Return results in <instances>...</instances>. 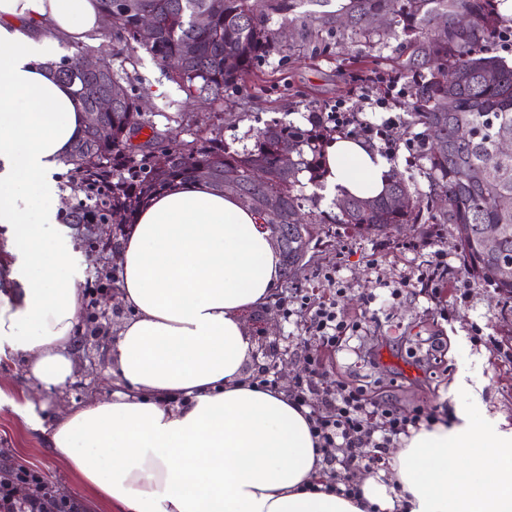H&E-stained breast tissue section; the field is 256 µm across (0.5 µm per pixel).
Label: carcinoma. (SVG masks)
<instances>
[{
    "label": "carcinoma",
    "instance_id": "obj_1",
    "mask_svg": "<svg viewBox=\"0 0 512 512\" xmlns=\"http://www.w3.org/2000/svg\"><path fill=\"white\" fill-rule=\"evenodd\" d=\"M296 2L100 0L104 17L111 18L109 31L125 46L145 49L162 65L172 56L182 58L172 78L189 97L221 99L224 88L245 81L272 53L288 57L281 29L270 25L274 15L284 27L300 21L301 42L314 53L328 50L329 37H360L374 62V53L390 39L402 38L393 63L403 78L415 80L407 115L423 128L418 152L427 164V191L393 174L383 195L343 191L333 199L336 211L326 213L317 207L324 190L322 146L334 128L322 113L309 114V129L266 123L255 129L252 145L240 149L224 143L219 131L170 145L141 111V93L119 75L114 59L86 70L79 52L56 63V75L74 87L84 111H94L104 97L112 105L102 115V128H85L67 160L71 185L84 198L62 213V223L90 229L120 211L130 226L151 197L197 181L199 172L208 171L212 184L232 174V196L273 225L287 281L310 266L326 224H346L360 236L386 235L405 224H452L469 272L511 301L512 275L504 270H512V153L499 152L498 143L512 141V66L492 53L499 32L489 3L498 0H347L336 13L309 21L293 15ZM147 14L157 26L143 36L139 23ZM145 128L152 132L149 140L134 144ZM284 152L292 155L288 166L281 163ZM255 169L265 173L260 183L251 178ZM489 226L499 233L493 249L484 238Z\"/></svg>",
    "mask_w": 512,
    "mask_h": 512
}]
</instances>
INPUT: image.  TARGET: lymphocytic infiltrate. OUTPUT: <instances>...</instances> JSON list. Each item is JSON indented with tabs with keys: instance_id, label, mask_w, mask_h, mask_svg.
Returning <instances> with one entry per match:
<instances>
[{
	"instance_id": "lymphocytic-infiltrate-1",
	"label": "lymphocytic infiltrate",
	"mask_w": 512,
	"mask_h": 512,
	"mask_svg": "<svg viewBox=\"0 0 512 512\" xmlns=\"http://www.w3.org/2000/svg\"><path fill=\"white\" fill-rule=\"evenodd\" d=\"M279 305L284 319L302 323L307 334L300 354L309 376L296 379L289 395L297 406L309 408L312 434L332 476L374 468L410 429L432 422V415L422 409L401 410L342 380L317 388L313 376L325 357L345 349L362 324L335 304L311 306L300 293L281 299ZM50 504L56 512H84L78 499L50 489L37 470L21 465L0 476V512H45Z\"/></svg>"
}]
</instances>
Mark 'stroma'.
<instances>
[{"label": "stroma", "mask_w": 512, "mask_h": 512, "mask_svg": "<svg viewBox=\"0 0 512 512\" xmlns=\"http://www.w3.org/2000/svg\"><path fill=\"white\" fill-rule=\"evenodd\" d=\"M365 51L364 41L353 38L334 43L329 52L318 56L303 49L286 60L271 55L259 65L263 89L248 84L225 91L223 99L216 101L205 96L187 98L172 81L170 69L142 49L124 62L123 75L140 87L142 107L157 130L168 133L176 144L190 142L197 134L219 126L225 142L239 149L249 144L254 129L267 121H288L305 129L308 113H328L338 107L376 124L396 118L390 140L379 139L375 145L384 152L393 172L426 190L424 165L407 164L410 146L420 138L421 130L399 122L403 99L379 105L377 86L361 91L351 79V63ZM455 234L450 224H410L386 236L330 230L317 246L305 276L294 284L278 283L265 307L245 314V325L257 344L246 372L254 375L262 365L274 363L283 390L295 378L305 376L300 355L304 331L286 322L277 307L281 297L299 289L315 305L336 301L342 312L361 320L370 330L366 336H351L347 350L325 358L324 381L347 375L400 409L450 411L467 399L466 392L451 390L459 363L482 354L486 357L481 368L484 397L512 417V315L503 313L504 302L494 289L464 267ZM438 252L446 255L451 270L439 293L416 287L399 297L367 304L368 295L377 292L379 280L394 282L412 275ZM334 267L339 268L342 280L337 289L325 278ZM107 306V317L96 323L81 320L74 372L66 385L50 392L39 389L19 360L0 364V388L34 399L49 422L73 405L110 397L111 361L107 346L99 345L97 339H116L131 312L117 297L109 299ZM382 349L392 355V362L371 360V351ZM411 363L419 368L413 376L404 371ZM16 465L37 469L49 487L80 500L85 512H112L111 503L85 490L69 467L53 455L44 434L28 430L5 406L0 408V471Z\"/></svg>", "instance_id": "1"}]
</instances>
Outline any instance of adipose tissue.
Instances as JSON below:
<instances>
[{
  "label": "adipose tissue",
  "mask_w": 512,
  "mask_h": 512,
  "mask_svg": "<svg viewBox=\"0 0 512 512\" xmlns=\"http://www.w3.org/2000/svg\"><path fill=\"white\" fill-rule=\"evenodd\" d=\"M99 0H0V363L23 360L46 391L74 372L85 256L59 220L65 167L86 117L48 65L65 38L100 46ZM329 190L376 197L391 165L335 138ZM256 215L204 181L140 209L117 257L133 312L110 350L111 399L72 408L52 429L22 395L0 404L47 430L64 460L114 512H512V419L462 364L467 403L402 438L389 479L360 496L332 488L308 411L244 370L256 349L242 313L264 305L281 258Z\"/></svg>",
  "instance_id": "1"
}]
</instances>
